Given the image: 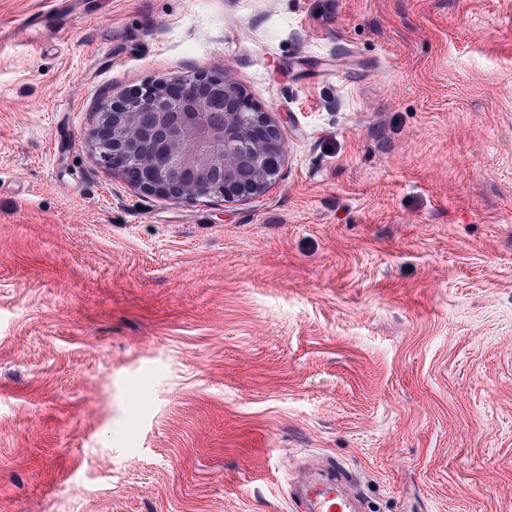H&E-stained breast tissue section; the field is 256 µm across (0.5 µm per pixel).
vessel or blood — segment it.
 <instances>
[{
  "mask_svg": "<svg viewBox=\"0 0 512 512\" xmlns=\"http://www.w3.org/2000/svg\"><path fill=\"white\" fill-rule=\"evenodd\" d=\"M319 466L320 473L302 476L290 488L297 512H358L347 471L328 459Z\"/></svg>",
  "mask_w": 512,
  "mask_h": 512,
  "instance_id": "vessel-or-blood-1",
  "label": "vessel or blood"
}]
</instances>
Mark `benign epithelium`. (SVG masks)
I'll return each mask as SVG.
<instances>
[{
  "mask_svg": "<svg viewBox=\"0 0 512 512\" xmlns=\"http://www.w3.org/2000/svg\"><path fill=\"white\" fill-rule=\"evenodd\" d=\"M101 160L134 187L174 199L246 200L281 169L277 127L229 75L174 76L105 100Z\"/></svg>",
  "mask_w": 512,
  "mask_h": 512,
  "instance_id": "benign-epithelium-1",
  "label": "benign epithelium"
}]
</instances>
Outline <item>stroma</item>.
<instances>
[{
    "label": "stroma",
    "instance_id": "stroma-1",
    "mask_svg": "<svg viewBox=\"0 0 512 512\" xmlns=\"http://www.w3.org/2000/svg\"><path fill=\"white\" fill-rule=\"evenodd\" d=\"M228 73L286 146L175 200L105 98ZM512 512V0H76L0 39V512ZM69 0H56L53 2V11L50 14H43L40 12L30 14L23 21V29L28 33L37 31V29L45 28L51 16L60 15L69 9ZM322 473L304 475L290 487L297 512H363L354 508L359 496L349 488L347 471L334 460H321Z\"/></svg>",
    "mask_w": 512,
    "mask_h": 512
}]
</instances>
